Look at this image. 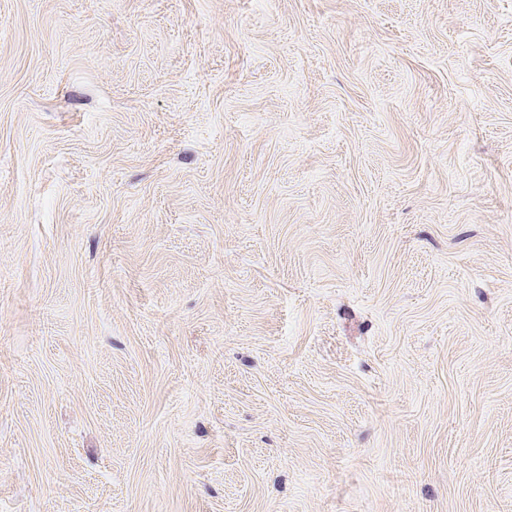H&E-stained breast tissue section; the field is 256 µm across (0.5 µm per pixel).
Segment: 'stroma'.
Returning <instances> with one entry per match:
<instances>
[{
  "label": "stroma",
  "mask_w": 512,
  "mask_h": 512,
  "mask_svg": "<svg viewBox=\"0 0 512 512\" xmlns=\"http://www.w3.org/2000/svg\"><path fill=\"white\" fill-rule=\"evenodd\" d=\"M0 512H512V0H0Z\"/></svg>",
  "instance_id": "obj_1"
}]
</instances>
